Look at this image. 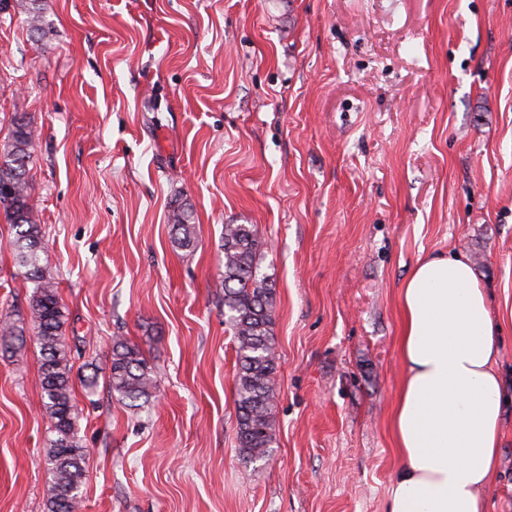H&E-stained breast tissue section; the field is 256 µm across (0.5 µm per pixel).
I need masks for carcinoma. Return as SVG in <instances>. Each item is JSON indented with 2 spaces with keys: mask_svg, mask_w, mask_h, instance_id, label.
Returning a JSON list of instances; mask_svg holds the SVG:
<instances>
[{
  "mask_svg": "<svg viewBox=\"0 0 512 512\" xmlns=\"http://www.w3.org/2000/svg\"><path fill=\"white\" fill-rule=\"evenodd\" d=\"M33 126L21 115L15 118L9 142L0 154V215L12 228L9 246L24 279L32 284L29 302L33 326L42 356L40 382L43 410L51 422L54 439L46 453L51 476L48 512H78L85 477V448L78 437L80 415L74 395L73 364L64 327L66 307L58 282L40 263L44 232L30 201L27 179ZM174 245L191 254L196 243V224L191 211L178 205L170 213ZM224 249V319L232 330L236 349L234 375L236 433L239 454L251 464L271 455L277 399L276 362L272 325L274 291L259 275L260 245L252 224H226ZM24 335V327L0 322V345ZM108 386L125 405L140 409L154 396L156 380L143 350L122 336L112 339Z\"/></svg>",
  "mask_w": 512,
  "mask_h": 512,
  "instance_id": "carcinoma-1",
  "label": "carcinoma"
}]
</instances>
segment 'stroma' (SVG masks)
Segmentation results:
<instances>
[{
    "instance_id": "obj_1",
    "label": "stroma",
    "mask_w": 512,
    "mask_h": 512,
    "mask_svg": "<svg viewBox=\"0 0 512 512\" xmlns=\"http://www.w3.org/2000/svg\"><path fill=\"white\" fill-rule=\"evenodd\" d=\"M0 0V147L36 130L31 202L66 307L81 512H387L400 288L465 254L501 321L507 406L487 512H512V0ZM193 211L174 247L173 200ZM275 290L273 453L236 440L224 227ZM0 218V320L32 286ZM116 336L149 405L108 388ZM33 330L0 349V512H47ZM96 376L86 391L80 381ZM170 223L174 231V245L191 255L196 243V224L191 211L183 205L174 207L170 213ZM108 386L126 406L140 409L154 396L156 380L143 350L123 336L112 339Z\"/></svg>"
}]
</instances>
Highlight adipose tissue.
Segmentation results:
<instances>
[{
    "instance_id": "obj_1",
    "label": "adipose tissue",
    "mask_w": 512,
    "mask_h": 512,
    "mask_svg": "<svg viewBox=\"0 0 512 512\" xmlns=\"http://www.w3.org/2000/svg\"><path fill=\"white\" fill-rule=\"evenodd\" d=\"M401 465L388 512H486L505 407L499 327L466 256L416 260L400 292Z\"/></svg>"
}]
</instances>
